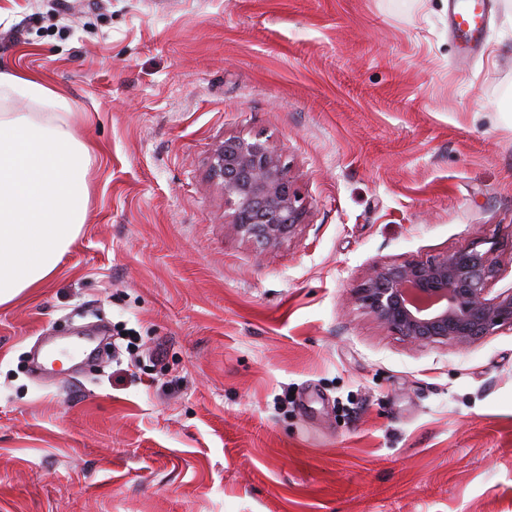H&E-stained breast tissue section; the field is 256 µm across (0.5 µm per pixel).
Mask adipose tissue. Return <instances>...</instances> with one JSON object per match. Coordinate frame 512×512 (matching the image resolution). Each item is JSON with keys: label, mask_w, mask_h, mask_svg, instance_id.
<instances>
[{"label": "adipose tissue", "mask_w": 512, "mask_h": 512, "mask_svg": "<svg viewBox=\"0 0 512 512\" xmlns=\"http://www.w3.org/2000/svg\"><path fill=\"white\" fill-rule=\"evenodd\" d=\"M91 152L62 93L0 72V307L48 282L80 235Z\"/></svg>", "instance_id": "obj_1"}]
</instances>
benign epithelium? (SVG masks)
Instances as JSON below:
<instances>
[{"mask_svg":"<svg viewBox=\"0 0 512 512\" xmlns=\"http://www.w3.org/2000/svg\"><path fill=\"white\" fill-rule=\"evenodd\" d=\"M209 169L232 210L229 232L266 248L304 224L306 206L282 151L269 142L226 137L211 155ZM497 250L496 241L487 249L472 243L425 261L377 264L353 300L412 344L467 347L505 324L512 326V289L492 293L502 276Z\"/></svg>","mask_w":512,"mask_h":512,"instance_id":"benign-epithelium-1","label":"benign epithelium"}]
</instances>
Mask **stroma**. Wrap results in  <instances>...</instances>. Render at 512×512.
<instances>
[{
    "instance_id": "1",
    "label": "stroma",
    "mask_w": 512,
    "mask_h": 512,
    "mask_svg": "<svg viewBox=\"0 0 512 512\" xmlns=\"http://www.w3.org/2000/svg\"><path fill=\"white\" fill-rule=\"evenodd\" d=\"M0 0V70L66 95L91 197L0 308V512H512V326L416 346L369 269L493 239L512 287V0ZM281 149L307 217L226 231L209 157ZM130 329L133 355L109 358ZM63 338L93 361L31 371ZM451 12V27L471 49L482 39L486 28L487 0H454ZM463 1V3H457Z\"/></svg>"
}]
</instances>
